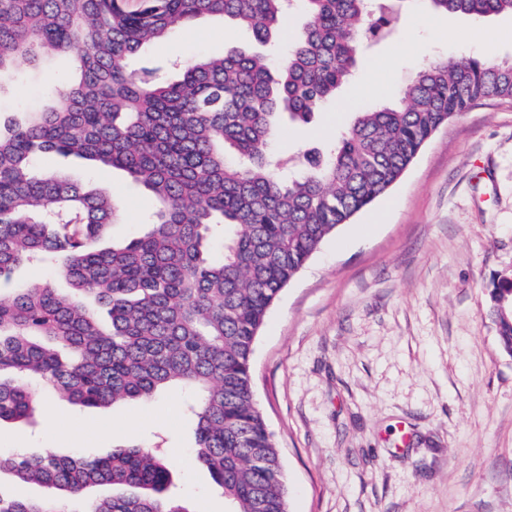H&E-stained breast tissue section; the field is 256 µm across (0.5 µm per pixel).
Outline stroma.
Wrapping results in <instances>:
<instances>
[{"label": "stroma", "mask_w": 512, "mask_h": 512, "mask_svg": "<svg viewBox=\"0 0 512 512\" xmlns=\"http://www.w3.org/2000/svg\"><path fill=\"white\" fill-rule=\"evenodd\" d=\"M512 60V14H437L408 0L395 36L308 125L270 150H324L355 113L395 100L422 65L477 57L476 34ZM253 44L250 30L203 18L151 44L157 64ZM0 94L21 112L51 91L42 74ZM78 181L122 190L114 241L138 236L156 203L109 168L54 157ZM512 279V103L487 100L440 127L400 180L328 237L271 307L255 343V399L284 464L288 512H512V357L486 310ZM56 416L0 424V452L105 455L163 448L189 512L232 505L195 457L186 393L106 409L46 393Z\"/></svg>", "instance_id": "stroma-1"}]
</instances>
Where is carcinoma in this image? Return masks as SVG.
Instances as JSON below:
<instances>
[{
  "label": "carcinoma",
  "mask_w": 512,
  "mask_h": 512,
  "mask_svg": "<svg viewBox=\"0 0 512 512\" xmlns=\"http://www.w3.org/2000/svg\"><path fill=\"white\" fill-rule=\"evenodd\" d=\"M406 0H303V26L277 65L259 51L201 56L159 75L146 45L205 17L268 46L290 0H0V92L23 62L55 56L71 76L24 118L0 116V283L30 261L56 267L85 305L32 283L0 298V422L27 420L50 387L85 407L193 393L195 455L234 512H287L285 473L252 387L254 344L280 292L322 241L404 174L438 128L474 104L512 101V61L438 59L398 102L358 112L298 172L269 152L282 116L302 124L336 96L370 44L398 30ZM436 12L512 14V0H426ZM125 172L158 202L147 230L99 243L120 198L70 180L45 156ZM224 242L215 256L216 237ZM512 280L492 283L487 315L512 355ZM56 489L0 495V512H189L170 494L162 452L0 456V470ZM117 493L87 503L83 491Z\"/></svg>",
  "instance_id": "obj_1"
}]
</instances>
